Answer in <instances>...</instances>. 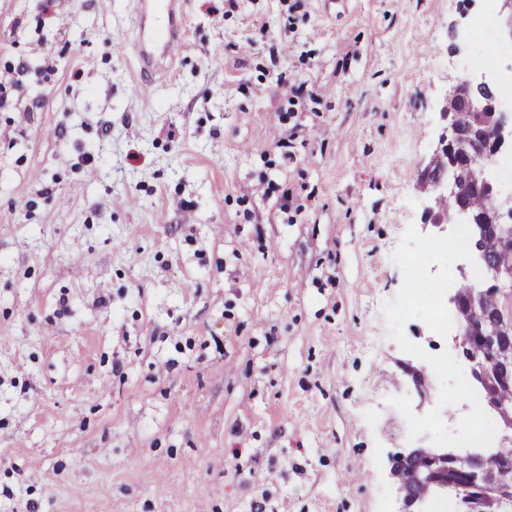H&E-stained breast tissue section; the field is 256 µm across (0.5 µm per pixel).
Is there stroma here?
Returning a JSON list of instances; mask_svg holds the SVG:
<instances>
[{
	"label": "stroma",
	"instance_id": "1",
	"mask_svg": "<svg viewBox=\"0 0 512 512\" xmlns=\"http://www.w3.org/2000/svg\"><path fill=\"white\" fill-rule=\"evenodd\" d=\"M483 0H0V512H398L456 428L383 305ZM26 63L14 81L10 72ZM136 12L144 19L139 30L138 61L143 73H158L161 68L156 61V52L163 59H174L184 41L182 26L176 22L175 0H138ZM150 12L163 13L167 24L160 30L147 26ZM161 33V34H160Z\"/></svg>",
	"mask_w": 512,
	"mask_h": 512
}]
</instances>
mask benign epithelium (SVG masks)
Instances as JSON below:
<instances>
[{
  "label": "benign epithelium",
  "instance_id": "1",
  "mask_svg": "<svg viewBox=\"0 0 512 512\" xmlns=\"http://www.w3.org/2000/svg\"><path fill=\"white\" fill-rule=\"evenodd\" d=\"M492 84L485 76L466 75L448 92L447 104L461 103L467 118L482 132L485 147L456 135L454 127L441 136L439 146L429 166L422 173V181L432 188L435 207L450 194L463 190L455 171V157L466 160V185L475 190L494 195V184L489 174L491 158L512 149V131H506L507 113L498 111L495 97L485 95ZM480 238L492 234L501 243L512 244V200H493L490 210L478 226ZM496 289L483 291L472 297V310L497 321L491 329H484L488 346H495L494 337L512 334V270L495 269L491 272ZM406 458V453L389 454L390 475L397 481L400 503L398 512H427V503L439 491L448 490V464L459 463L469 469L474 487L480 494L469 492L462 486L453 488L458 498L460 512H482L483 496L489 492L497 494V507L501 512H512V468L488 470L471 456H460L446 448H430L425 454L423 469L416 470L406 480L397 473V462Z\"/></svg>",
  "mask_w": 512,
  "mask_h": 512
}]
</instances>
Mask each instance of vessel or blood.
I'll return each instance as SVG.
<instances>
[{"label":"vessel or blood","mask_w":512,"mask_h":512,"mask_svg":"<svg viewBox=\"0 0 512 512\" xmlns=\"http://www.w3.org/2000/svg\"><path fill=\"white\" fill-rule=\"evenodd\" d=\"M136 11L143 17L152 12L165 14L167 17V23L162 29L144 25L139 30L138 61L142 72L153 74L159 70V59L175 58L184 41V34L176 22V2L138 0Z\"/></svg>","instance_id":"vessel-or-blood-1"}]
</instances>
